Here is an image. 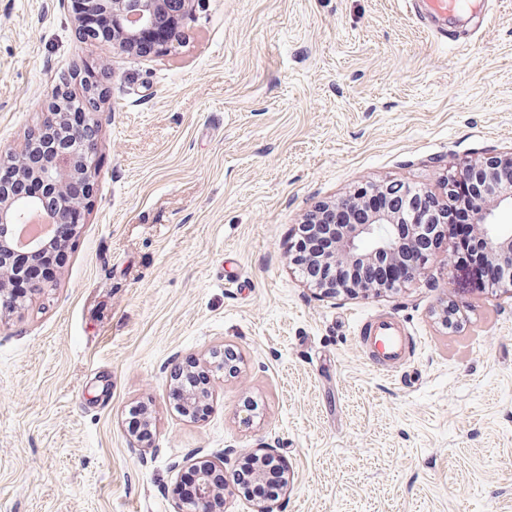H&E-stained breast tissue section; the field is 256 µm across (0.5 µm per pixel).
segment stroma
<instances>
[{
	"instance_id": "stroma-1",
	"label": "stroma",
	"mask_w": 512,
	"mask_h": 512,
	"mask_svg": "<svg viewBox=\"0 0 512 512\" xmlns=\"http://www.w3.org/2000/svg\"><path fill=\"white\" fill-rule=\"evenodd\" d=\"M73 0H0V158L98 72L96 173L53 284L0 317V512H179L197 449L272 446L280 512H512V293L425 278L324 298L289 262L322 202L512 152V0H198L169 52L80 37ZM447 27V38L434 36ZM461 311L453 327L442 303ZM404 326L371 366L365 319ZM234 346L205 418L176 360ZM150 402L154 437L126 425ZM210 397L209 386L202 388H187L177 395V402L185 416L195 418L194 412L199 404Z\"/></svg>"
}]
</instances>
